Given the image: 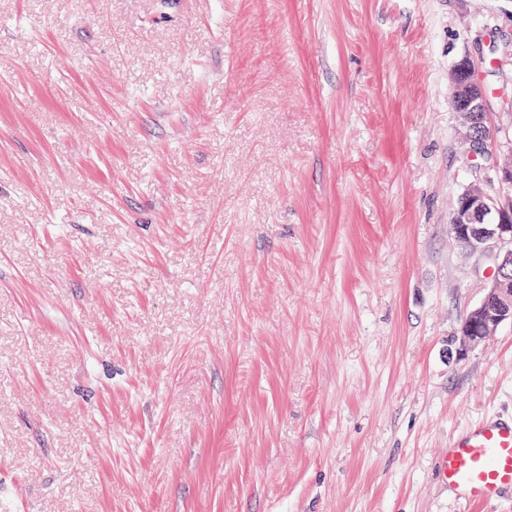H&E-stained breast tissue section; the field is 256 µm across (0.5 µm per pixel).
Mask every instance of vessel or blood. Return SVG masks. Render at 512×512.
<instances>
[{
  "mask_svg": "<svg viewBox=\"0 0 512 512\" xmlns=\"http://www.w3.org/2000/svg\"><path fill=\"white\" fill-rule=\"evenodd\" d=\"M458 500L486 505L512 490V418L488 416L457 431L439 460Z\"/></svg>",
  "mask_w": 512,
  "mask_h": 512,
  "instance_id": "b4317fda",
  "label": "vessel or blood"
}]
</instances>
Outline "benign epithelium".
I'll return each mask as SVG.
<instances>
[{"mask_svg": "<svg viewBox=\"0 0 512 512\" xmlns=\"http://www.w3.org/2000/svg\"><path fill=\"white\" fill-rule=\"evenodd\" d=\"M452 82V99L470 104V108L458 112L470 156L488 161L501 146L502 129L488 122L484 84L470 57L455 66ZM491 170L493 176L484 187L462 195L452 213L453 230L464 249L493 261L484 296L467 313L460 328L463 342L471 347L480 345L503 323H512V194L495 188L497 184L512 186V168L501 167L495 161Z\"/></svg>", "mask_w": 512, "mask_h": 512, "instance_id": "benign-epithelium-1", "label": "benign epithelium"}]
</instances>
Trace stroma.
I'll list each match as a JSON object with an SVG mask.
<instances>
[{
  "label": "stroma",
  "instance_id": "stroma-1",
  "mask_svg": "<svg viewBox=\"0 0 512 512\" xmlns=\"http://www.w3.org/2000/svg\"><path fill=\"white\" fill-rule=\"evenodd\" d=\"M512 0H0V512H512L436 459L512 416L460 347ZM461 348V347H460ZM453 94L451 100L464 99L470 104L469 109L457 111L464 137L469 141L472 160L480 157L489 161L501 146L499 134L502 129L488 122L484 93V84L470 57H464L452 73Z\"/></svg>",
  "mask_w": 512,
  "mask_h": 512
}]
</instances>
